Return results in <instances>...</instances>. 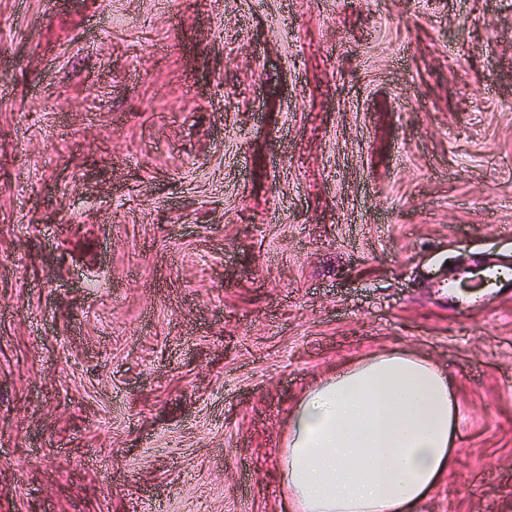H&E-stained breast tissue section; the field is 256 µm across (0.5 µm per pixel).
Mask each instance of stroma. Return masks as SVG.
I'll return each mask as SVG.
<instances>
[{"label":"stroma","instance_id":"stroma-1","mask_svg":"<svg viewBox=\"0 0 512 512\" xmlns=\"http://www.w3.org/2000/svg\"><path fill=\"white\" fill-rule=\"evenodd\" d=\"M512 0H0V512H290L317 379L454 376L420 512H512Z\"/></svg>","mask_w":512,"mask_h":512}]
</instances>
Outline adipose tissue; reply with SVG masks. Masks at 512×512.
<instances>
[{
    "label": "adipose tissue",
    "mask_w": 512,
    "mask_h": 512,
    "mask_svg": "<svg viewBox=\"0 0 512 512\" xmlns=\"http://www.w3.org/2000/svg\"><path fill=\"white\" fill-rule=\"evenodd\" d=\"M454 384L406 353L351 362L288 416L280 450L294 512H417L453 465Z\"/></svg>",
    "instance_id": "ef3b65f1"
}]
</instances>
